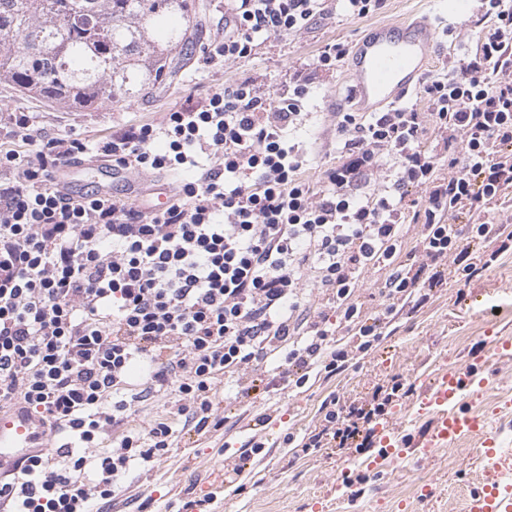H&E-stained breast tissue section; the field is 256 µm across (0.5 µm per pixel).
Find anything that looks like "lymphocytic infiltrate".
Listing matches in <instances>:
<instances>
[{
	"mask_svg": "<svg viewBox=\"0 0 512 512\" xmlns=\"http://www.w3.org/2000/svg\"><path fill=\"white\" fill-rule=\"evenodd\" d=\"M385 2L224 0V36L204 61L245 62L330 7L364 19ZM479 21L449 76L423 78L425 110L337 113L338 162L315 181L295 133L313 70L342 62V42L282 92L247 77L106 138L48 135L9 113L27 150L0 149V409L26 413L52 444L0 462V512L113 502L180 433L225 428L222 385L269 393L333 377L512 250V215L481 218L512 196V0H480ZM90 155L172 176L167 206L59 189L57 171ZM478 238L495 250L474 256ZM368 285L382 297L370 309ZM403 394L394 378L359 401L332 397L282 443L299 457L373 447Z\"/></svg>",
	"mask_w": 512,
	"mask_h": 512,
	"instance_id": "f902f5d3",
	"label": "lymphocytic infiltrate"
}]
</instances>
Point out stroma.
<instances>
[{
	"mask_svg": "<svg viewBox=\"0 0 512 512\" xmlns=\"http://www.w3.org/2000/svg\"><path fill=\"white\" fill-rule=\"evenodd\" d=\"M205 9L195 30L197 46L173 85L163 90L98 108L78 111L23 95L0 86V112L30 113L35 126L49 135L83 134L93 138L113 130L160 118L174 105L196 103L200 94L224 82L256 77L269 91L288 84L294 69L312 63L326 43L338 40L354 45L371 24L412 20L434 15L437 0H387L382 13L372 19H354L344 13L316 18L297 35L272 37L260 47L256 58L227 67L207 66L202 47L224 34V0H202ZM475 10L463 15L445 12L437 25L438 47L428 73H442L453 59L464 58L480 34L473 20ZM353 80L346 64L321 73L310 86L307 109L312 117L297 133L310 147L313 170L336 161V143L331 118L335 112H351ZM505 344L502 352L493 343ZM490 350L495 378L485 386L471 388L466 399L473 410L493 425L512 422V252L499 256L494 267L479 279L439 292L412 318L391 328L373 353L329 380L294 391H277L266 398H246L238 385L223 389L224 415L234 424L235 434L200 437L182 435L168 464L160 469H133L122 483L114 502L105 512H137L144 496H152L156 512H179L190 499L208 494L212 512H466L469 487L497 478L498 473L478 453L484 437L462 436L461 450L449 454L441 447L421 457L418 464L389 459L381 478L364 475L352 487L339 490L333 481L336 470L356 466L364 455L326 450L309 457H294L282 447L285 432L304 433L317 419L318 409L329 395L349 400L365 397L374 384L397 377L411 384V392L395 408L407 427L419 435L431 430L426 412L427 391L445 372L465 360ZM270 414L268 428L274 451L263 460L245 459L239 453L250 436L251 421ZM240 469L238 484L224 481L225 465ZM430 486L431 497L408 494L409 486Z\"/></svg>",
	"mask_w": 512,
	"mask_h": 512,
	"instance_id": "35a3bbf8",
	"label": "stroma"
}]
</instances>
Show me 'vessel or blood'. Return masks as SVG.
<instances>
[{
  "label": "vessel or blood",
  "instance_id": "b4317fda",
  "mask_svg": "<svg viewBox=\"0 0 512 512\" xmlns=\"http://www.w3.org/2000/svg\"><path fill=\"white\" fill-rule=\"evenodd\" d=\"M435 47V30L429 19L393 22L371 28L355 44L349 70L357 107L375 112L415 92ZM485 361L475 358L445 373L428 390L427 405L435 426L428 438L408 441L395 417H387L375 427L379 450L369 469H378L385 459L421 448H439L466 432L485 435L483 456L499 467L503 451L488 420L468 408L464 397L470 388L486 384ZM47 431L21 414L0 413V459L45 446ZM467 512H512V484L494 481L471 489Z\"/></svg>",
  "mask_w": 512,
  "mask_h": 512
}]
</instances>
